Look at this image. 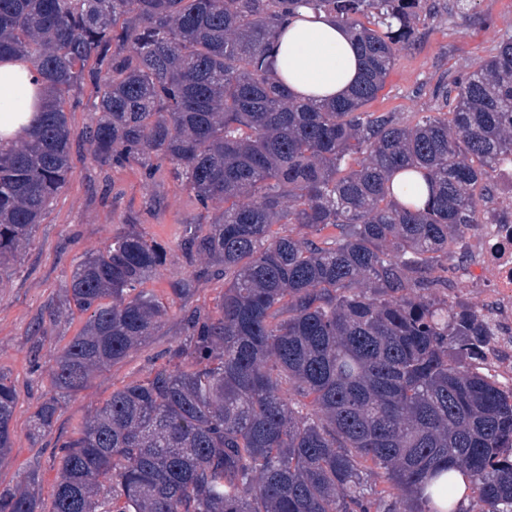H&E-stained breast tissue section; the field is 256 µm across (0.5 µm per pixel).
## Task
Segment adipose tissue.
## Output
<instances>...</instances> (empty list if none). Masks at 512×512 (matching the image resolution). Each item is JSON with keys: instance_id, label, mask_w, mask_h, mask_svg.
Returning <instances> with one entry per match:
<instances>
[{"instance_id": "adipose-tissue-1", "label": "adipose tissue", "mask_w": 512, "mask_h": 512, "mask_svg": "<svg viewBox=\"0 0 512 512\" xmlns=\"http://www.w3.org/2000/svg\"><path fill=\"white\" fill-rule=\"evenodd\" d=\"M361 73L350 30L326 14L300 9L277 35L272 76L299 101L331 102L347 95ZM44 97V80L25 60L0 63V144L22 138Z\"/></svg>"}]
</instances>
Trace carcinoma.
Masks as SVG:
<instances>
[{
	"label": "carcinoma",
	"mask_w": 512,
	"mask_h": 512,
	"mask_svg": "<svg viewBox=\"0 0 512 512\" xmlns=\"http://www.w3.org/2000/svg\"><path fill=\"white\" fill-rule=\"evenodd\" d=\"M420 2L0 0V59L27 58L48 85L21 142L0 146V264L73 174L68 113L87 87L91 160L136 165L148 184L168 169L198 209L171 284L185 340L58 446L49 512H431L411 494L456 467L480 512H512V401L467 365L484 324L448 306V247L497 217L481 203L512 163V34L439 88L443 111L409 124L364 111ZM302 5L357 36L360 80L330 104L270 78L278 27ZM399 172L432 190L424 208L397 199ZM166 261L126 219L74 267L59 306L86 320L33 440L59 397L162 328L170 306L144 285ZM211 281L216 307L191 305ZM15 396L0 373V455ZM37 486L23 474L0 512H44Z\"/></svg>",
	"instance_id": "cac0c4a2"
}]
</instances>
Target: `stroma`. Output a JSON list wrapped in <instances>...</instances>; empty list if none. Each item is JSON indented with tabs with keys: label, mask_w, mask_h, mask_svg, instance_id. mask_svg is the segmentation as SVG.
<instances>
[{
	"label": "stroma",
	"mask_w": 512,
	"mask_h": 512,
	"mask_svg": "<svg viewBox=\"0 0 512 512\" xmlns=\"http://www.w3.org/2000/svg\"><path fill=\"white\" fill-rule=\"evenodd\" d=\"M426 6L429 13L418 25L415 44L396 49L385 85L367 111L393 112L406 122L418 113L437 111V89L472 71L493 53L503 34L512 32V0H473L465 14L455 0H426ZM91 153L81 138L73 139L72 178L28 245L14 261L0 266V373L16 390L12 450L0 457V490L15 488L24 473L34 470L46 502L57 481V446L113 391L145 380L160 366L161 352L181 339L179 317L170 313L159 334L97 373L86 390L62 399L52 430L32 440L29 421L52 393L56 359L85 322L83 315L57 310L64 282L85 253L108 242L123 216L139 214L147 238L168 253L160 275L147 287L162 301H171L170 285L184 273L178 240L184 225L197 219L187 192L169 178L161 184L157 210L145 214L149 190L139 168L105 171L92 163ZM40 322L46 334L38 338L32 331Z\"/></svg>",
	"instance_id": "35a3bbf8"
}]
</instances>
